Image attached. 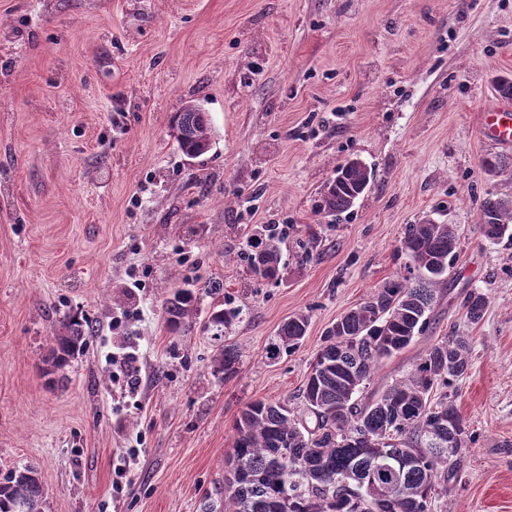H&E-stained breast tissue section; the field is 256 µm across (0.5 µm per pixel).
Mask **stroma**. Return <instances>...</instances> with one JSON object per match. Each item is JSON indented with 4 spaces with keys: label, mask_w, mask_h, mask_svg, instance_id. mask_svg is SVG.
<instances>
[{
    "label": "stroma",
    "mask_w": 512,
    "mask_h": 512,
    "mask_svg": "<svg viewBox=\"0 0 512 512\" xmlns=\"http://www.w3.org/2000/svg\"><path fill=\"white\" fill-rule=\"evenodd\" d=\"M506 73L512 0H0V473L34 465L46 512H201L241 410L297 405L325 330L403 274L405 226L431 220L454 225L457 257L428 330L370 388L466 337L450 398L472 441L438 508L512 512V242L480 224L487 193L512 196V170L482 169L512 147L480 130ZM192 102L214 143L191 160L170 118ZM351 158L369 188L319 212ZM268 224L284 228L278 282L244 257ZM189 280L241 308L222 341L208 296L170 330L165 303ZM472 290L488 299L476 324ZM75 313L86 348L45 374ZM299 314L301 346L269 359ZM223 344L241 355L228 378L212 366ZM487 305V297L481 292L471 291L463 301L466 317L473 324L478 323L483 318Z\"/></svg>",
    "instance_id": "stroma-1"
}]
</instances>
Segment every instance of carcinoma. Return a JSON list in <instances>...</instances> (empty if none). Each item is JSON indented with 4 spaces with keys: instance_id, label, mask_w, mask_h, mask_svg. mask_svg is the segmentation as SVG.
<instances>
[{
    "instance_id": "carcinoma-1",
    "label": "carcinoma",
    "mask_w": 512,
    "mask_h": 512,
    "mask_svg": "<svg viewBox=\"0 0 512 512\" xmlns=\"http://www.w3.org/2000/svg\"><path fill=\"white\" fill-rule=\"evenodd\" d=\"M174 138L188 158L207 154L213 145L208 113L184 106L172 120ZM372 180L371 170L350 159L336 169L322 197L333 215L351 209ZM485 237L512 239V199L487 195L481 203ZM247 252L251 271L264 279L278 274L279 240L267 232L253 236ZM458 240L450 224L430 220L405 227L400 252L410 259L406 274L390 280L344 313L324 334V344L300 393V409L258 399L234 424L233 470L225 476L224 507L205 512H437L436 486L460 480L458 459L467 448L462 417L445 390L469 371V344L462 336L436 341L405 377L380 393L364 395L378 364L407 348L430 325L436 285L456 256ZM197 292L181 289L167 301L168 323L187 328ZM487 297L469 292L463 301L476 324ZM237 307H213L207 326L216 331L240 318ZM308 317L286 321L267 347L270 359L296 350ZM92 323L73 317L54 337L47 360L50 374L83 352ZM240 353L223 346L213 360L216 372L238 371ZM405 458L407 466L393 470ZM377 488L364 491L368 478ZM47 494L38 469L9 470L0 482V512H45Z\"/></svg>"
}]
</instances>
